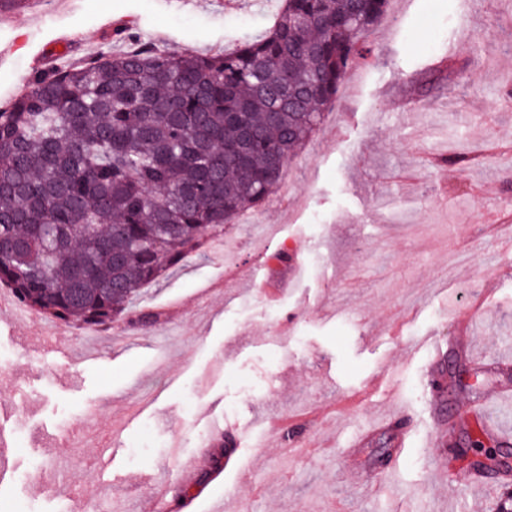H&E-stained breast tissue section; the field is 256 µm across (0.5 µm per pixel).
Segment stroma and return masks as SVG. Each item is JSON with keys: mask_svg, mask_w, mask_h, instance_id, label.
Returning a JSON list of instances; mask_svg holds the SVG:
<instances>
[{"mask_svg": "<svg viewBox=\"0 0 512 512\" xmlns=\"http://www.w3.org/2000/svg\"><path fill=\"white\" fill-rule=\"evenodd\" d=\"M278 2L30 0L0 14V105L35 54L59 67L135 37L220 51L267 28ZM108 18L130 40L111 36ZM511 22L504 0H391L319 131L255 210L265 245L226 225L240 241L235 270L211 247L190 256L143 290L149 328H98L96 359L81 356L87 328L0 308V512L115 501L173 512L182 494L194 512L214 499L222 512H497L512 477L473 487L469 459L433 433L449 423L464 439L487 422L512 433L499 394L512 372L497 369L512 362V50L494 29ZM490 285L487 318L468 336L471 302ZM473 402L484 418L456 420ZM401 411L402 446L372 426ZM273 414L309 421L321 440L334 433L329 451L281 445ZM218 424L241 443L238 466L215 478ZM112 430L119 450L103 469Z\"/></svg>", "mask_w": 512, "mask_h": 512, "instance_id": "35a3bbf8", "label": "stroma"}]
</instances>
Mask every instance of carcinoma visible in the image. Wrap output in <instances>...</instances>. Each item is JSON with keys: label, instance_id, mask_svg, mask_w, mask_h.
<instances>
[{"label": "carcinoma", "instance_id": "cac0c4a2", "mask_svg": "<svg viewBox=\"0 0 512 512\" xmlns=\"http://www.w3.org/2000/svg\"><path fill=\"white\" fill-rule=\"evenodd\" d=\"M389 0H283L222 52L106 51L0 109V286L108 326L264 203Z\"/></svg>", "mask_w": 512, "mask_h": 512}]
</instances>
